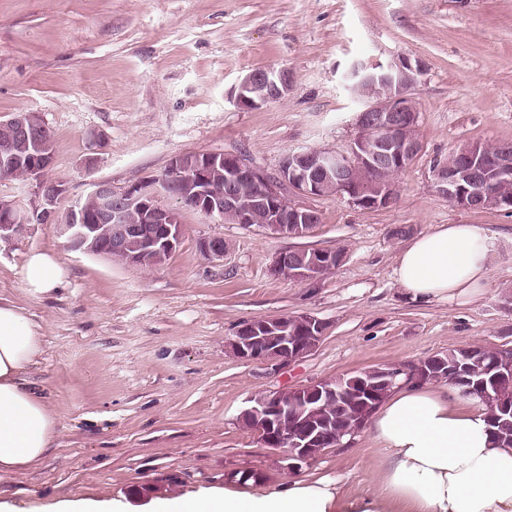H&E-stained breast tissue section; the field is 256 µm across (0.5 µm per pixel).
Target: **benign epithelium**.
I'll use <instances>...</instances> for the list:
<instances>
[{
    "instance_id": "7a95c632",
    "label": "benign epithelium",
    "mask_w": 512,
    "mask_h": 512,
    "mask_svg": "<svg viewBox=\"0 0 512 512\" xmlns=\"http://www.w3.org/2000/svg\"><path fill=\"white\" fill-rule=\"evenodd\" d=\"M421 59L398 60L367 71L355 68L357 90L380 82L376 96L364 101L357 115L358 134L347 154L320 149L290 152L274 175L246 161L238 154L224 152L187 153L173 158L165 173L115 191L112 183L91 184L83 201L60 213L59 205L67 188L61 181L46 177L53 164L52 136L42 116L34 111L18 112L0 122V168H24L29 185L28 204L19 207L0 200V242H8L27 231L31 224H55L67 236L70 248L86 253L106 254L129 264H143L172 254L180 243V211L193 209L208 216L232 213L236 223L250 225L254 216H265L263 229L272 235L301 238L320 223L313 208L288 203L284 192L301 197L321 195L325 180L336 178L350 202L362 209H379L392 203L395 184L378 175L393 164L402 165L422 151L418 132V109L412 89L425 72ZM288 72L258 69L240 81L235 102L241 109H254L288 95ZM376 134L370 138V134ZM456 163L438 162L432 170L435 191L457 206L471 210L477 206L476 191L466 194L467 185L490 182L484 166V148L478 143L463 147ZM255 183L257 191L249 199L238 192L240 183ZM168 198L174 204L167 205ZM136 242L139 252H129ZM209 259H222L227 250L222 236L199 243ZM345 260L343 252L328 249H290L278 253L270 266L273 275L299 283L318 280L326 268L336 269ZM306 333L288 335L289 315L249 319L238 327L228 345L244 361H259L275 370L284 368L312 352L322 340L326 325L313 315H303ZM423 363L405 368L389 366L381 371V383L391 385L400 374L410 376ZM344 378L320 380L295 388L298 399L284 404L279 392L251 399L243 414L248 428L261 444L298 470L314 460L319 445L330 435L328 417L323 428L307 424L310 414L330 409L345 400L351 390L343 389Z\"/></svg>"
}]
</instances>
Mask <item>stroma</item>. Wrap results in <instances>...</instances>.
<instances>
[{
    "label": "stroma",
    "mask_w": 512,
    "mask_h": 512,
    "mask_svg": "<svg viewBox=\"0 0 512 512\" xmlns=\"http://www.w3.org/2000/svg\"><path fill=\"white\" fill-rule=\"evenodd\" d=\"M402 57L427 64L414 89L423 150L396 175L387 207L289 195L321 216L305 238L186 210L182 242L159 265L71 250L51 224L0 245V298L44 330L33 381L59 431L39 466L0 479L1 503L53 512L96 500L149 512L158 499L284 492L292 477L373 490L367 429L292 472L239 416L267 391L468 344L512 347V213L466 210L432 187V167L450 150L512 141V0H0V120L42 114L53 136L47 176L66 184L67 207L93 181L121 189L163 175L185 153H235L272 174L291 151L348 152L362 106L349 89L353 64ZM255 68L287 71L291 89L238 108L234 91ZM95 133L105 140L99 152ZM438 224L495 237L479 298L420 304L397 285L409 237L398 228L417 235ZM214 235L228 244L220 260L199 250ZM300 247L340 248L346 258L315 283L273 276L276 254ZM33 249L54 253L66 271L51 293L22 286ZM304 313L326 334L285 369L227 347L244 320ZM245 471L257 480L236 484Z\"/></svg>",
    "instance_id": "obj_1"
}]
</instances>
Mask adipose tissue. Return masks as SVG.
<instances>
[{"label": "adipose tissue", "instance_id": "ef3b65f1", "mask_svg": "<svg viewBox=\"0 0 512 512\" xmlns=\"http://www.w3.org/2000/svg\"><path fill=\"white\" fill-rule=\"evenodd\" d=\"M494 246L475 225H438L400 251L396 280L414 302L475 299ZM20 276L25 288L47 294L65 272L55 255L34 250ZM43 346L41 325L0 303V478L38 465L57 439V419L32 381ZM369 427L383 457L372 493L293 480L284 495L170 498L154 512H512V447L491 435L485 408L458 388L406 385L385 398Z\"/></svg>", "mask_w": 512, "mask_h": 512}]
</instances>
